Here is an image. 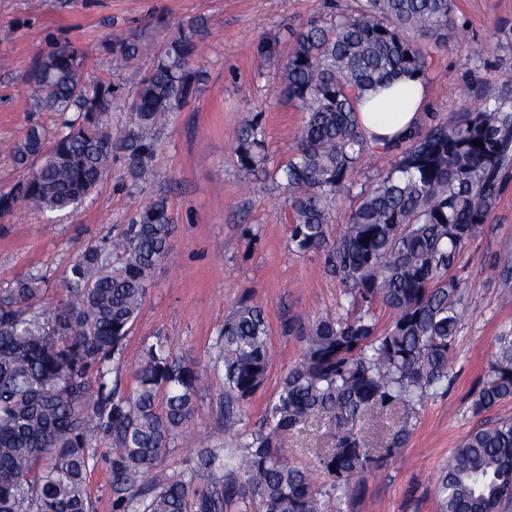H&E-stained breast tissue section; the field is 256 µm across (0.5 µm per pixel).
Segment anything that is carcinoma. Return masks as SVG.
<instances>
[{"label": "carcinoma", "mask_w": 512, "mask_h": 512, "mask_svg": "<svg viewBox=\"0 0 512 512\" xmlns=\"http://www.w3.org/2000/svg\"><path fill=\"white\" fill-rule=\"evenodd\" d=\"M198 31L188 25L155 53L118 133L109 112L120 88L87 82V55L70 44L52 46L30 80L60 122L52 130L32 124L8 147L27 174L0 193V217L20 204L40 212L76 208L117 152L135 181L148 182L155 130L198 81ZM453 32L452 0H355L350 14L292 36L277 91L305 119L288 161L268 172L260 122L241 128L240 168L274 176L292 212V250L324 253L343 290L336 315L298 327L288 322L304 342L302 358L250 433L241 430L242 407L269 369V325L246 302L224 320L216 339L224 368L220 415L240 453L223 461L217 449L204 448L189 471L146 481L187 428L206 374L178 361L159 338L142 348L135 387L127 392L110 378L123 366L127 336L171 250L165 199L138 203L120 234L88 246L56 306L35 304L45 285L39 274L0 289V512H91L86 479L98 433L110 442L113 512H325L324 498L340 502L362 491L365 475L409 436L414 407L448 380L463 304L451 269L488 222L512 166L511 71L473 108L420 123L395 142H372L359 121L365 95L403 76H424L422 43H445ZM368 157L385 167L353 196L348 222L335 234L336 201L357 183ZM381 306L392 313L382 330ZM507 400L512 328L497 336L471 409L480 414ZM388 415L397 416L396 432L375 448L356 423ZM318 419L329 423L331 445L312 464L289 462L280 436ZM315 471L327 478L326 489ZM435 495L438 512L512 509V417L462 440Z\"/></svg>", "instance_id": "cac0c4a2"}]
</instances>
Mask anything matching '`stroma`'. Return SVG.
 <instances>
[{"instance_id": "35a3bbf8", "label": "stroma", "mask_w": 512, "mask_h": 512, "mask_svg": "<svg viewBox=\"0 0 512 512\" xmlns=\"http://www.w3.org/2000/svg\"><path fill=\"white\" fill-rule=\"evenodd\" d=\"M353 0H0V144L19 141L29 125H53L39 111L31 73L52 44L70 43L88 55L85 75L119 86L112 128L129 120L127 104L156 50L182 27L203 19L200 72L188 103L157 134L150 183L132 185L121 158L75 211L32 213L16 209L0 219V289L18 277L44 275V299L64 293L67 271L87 245L124 229L136 200L165 198L174 218L171 251L157 269L140 315L127 339L120 373L123 388L135 385L144 342L162 338L183 362L209 379L196 396L188 425L201 448L236 452L218 412L224 369L215 358L217 332L241 301L261 306L270 329L271 364L245 407L244 430L257 427L266 404L300 361L303 344L288 322L305 324L334 313L342 285L323 255L289 249L291 211L280 190L261 175L241 170L235 141L241 126L258 119L270 165L297 148L304 114L276 90L293 31L310 22L330 23L350 12ZM460 32L447 44L427 46L424 119L445 121L479 103L512 69V0H454ZM142 47L138 56L113 51L115 35ZM273 44V53L263 45ZM512 242V170L489 221L461 250L453 272L463 283L468 308L456 338V359L446 386L412 414L411 433L399 452L364 479L362 494L327 512H437L435 480L460 442L473 430L512 416V400L476 415L471 392L496 351L495 338L512 326V277L496 274L504 242ZM330 428L319 423L282 440L292 462L312 459L325 447ZM87 474L93 512H112L107 437L93 442Z\"/></svg>"}]
</instances>
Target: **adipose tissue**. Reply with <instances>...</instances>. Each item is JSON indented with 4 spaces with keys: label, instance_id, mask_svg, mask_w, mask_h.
I'll return each instance as SVG.
<instances>
[{
    "label": "adipose tissue",
    "instance_id": "ef3b65f1",
    "mask_svg": "<svg viewBox=\"0 0 512 512\" xmlns=\"http://www.w3.org/2000/svg\"><path fill=\"white\" fill-rule=\"evenodd\" d=\"M426 100L423 80L404 77L368 95L360 105L359 120L370 138L393 140L419 120Z\"/></svg>",
    "mask_w": 512,
    "mask_h": 512
}]
</instances>
